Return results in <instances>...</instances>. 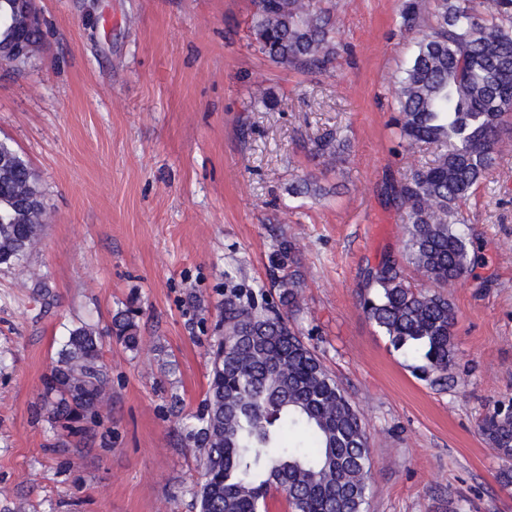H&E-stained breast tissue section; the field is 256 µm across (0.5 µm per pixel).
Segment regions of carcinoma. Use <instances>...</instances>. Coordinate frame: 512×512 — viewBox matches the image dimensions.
Instances as JSON below:
<instances>
[{"instance_id": "1", "label": "carcinoma", "mask_w": 512, "mask_h": 512, "mask_svg": "<svg viewBox=\"0 0 512 512\" xmlns=\"http://www.w3.org/2000/svg\"><path fill=\"white\" fill-rule=\"evenodd\" d=\"M12 0H0V43L17 35ZM253 43L268 61L304 73L336 65L334 0H252ZM400 31L414 50L396 76L390 102L399 144H427L429 165L412 167L390 184L402 210L405 259L438 288L469 274L468 218L462 204L496 165L512 113V0H402ZM341 146L328 133L313 155L336 166ZM318 196L311 177L292 188ZM43 190L28 160L0 140V271H28L45 223ZM288 247L275 277L278 300H257L224 274V317L211 346L206 410L188 431L200 448L207 479L200 512H265L271 489L285 493L291 512H366L372 461L362 419L345 390L290 326L296 275L287 272ZM362 310L391 346L412 360L420 379L448 390L455 359V307L442 293L413 285L400 264L383 260L367 274ZM110 333L138 347L136 323L124 314ZM102 334L72 329L44 380L43 408L56 421L98 417L96 403L111 389ZM497 455L512 461V410L494 409L478 424Z\"/></svg>"}]
</instances>
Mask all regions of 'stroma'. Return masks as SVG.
<instances>
[{"label": "stroma", "instance_id": "obj_1", "mask_svg": "<svg viewBox=\"0 0 512 512\" xmlns=\"http://www.w3.org/2000/svg\"><path fill=\"white\" fill-rule=\"evenodd\" d=\"M43 39L0 64V138L38 173L50 216L30 257L47 293L0 272V512H198L199 452L224 278L270 291L298 258L291 324L360 411L373 461L367 512H512L505 463L478 432L512 402V150L462 206L480 262L450 288L454 383L415 377L365 316L368 269L403 249L386 187L434 158L388 125L412 53L401 0L336 9V69L270 63L251 0H37ZM270 103L252 107L255 78ZM346 143L330 168L310 148ZM312 174L326 190L291 194ZM132 311L141 338L102 349L112 388L86 435L38 414L70 329Z\"/></svg>", "mask_w": 512, "mask_h": 512}]
</instances>
